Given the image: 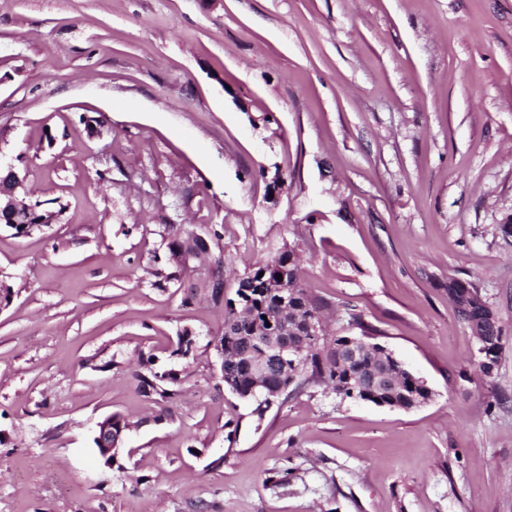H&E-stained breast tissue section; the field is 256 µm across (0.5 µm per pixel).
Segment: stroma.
Listing matches in <instances>:
<instances>
[{"mask_svg":"<svg viewBox=\"0 0 512 512\" xmlns=\"http://www.w3.org/2000/svg\"><path fill=\"white\" fill-rule=\"evenodd\" d=\"M0 158L66 206L0 225V512H512V0H0ZM193 231L229 298L293 248L329 335L379 329L431 400L257 415L223 306L185 298L211 265L170 260ZM452 278L502 328L491 374ZM452 288H469V292L471 295H473V297L482 298L478 289L471 282L459 281L456 279H450V281H448V297L453 301L459 316L467 323L475 320L478 316L477 312L483 308V304L479 305L478 307L472 306L473 303H469L468 305L464 304V302H462L460 299L457 291L454 293V289ZM176 381L177 374L172 370L150 371L149 376H139L138 389L147 397L157 396L164 400L174 395V390L170 387ZM121 422H123V426H126L127 422L125 417L119 413H113L97 423V428L94 434V443L99 455L105 461L107 459H109L110 462L113 461L114 459H112V457H116L120 449L124 431L127 427H121L118 433H116L112 427L117 428Z\"/></svg>","mask_w":512,"mask_h":512,"instance_id":"35a3bbf8","label":"stroma"}]
</instances>
